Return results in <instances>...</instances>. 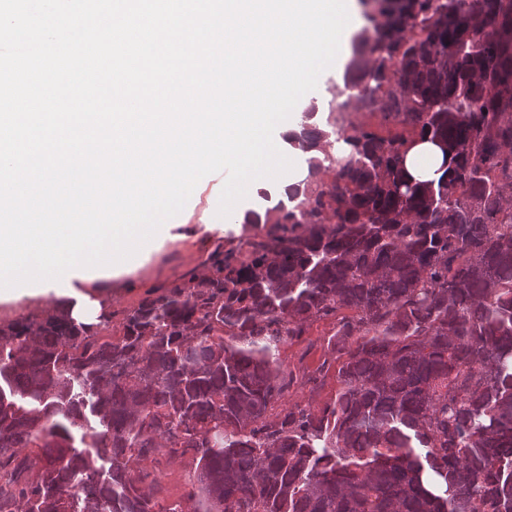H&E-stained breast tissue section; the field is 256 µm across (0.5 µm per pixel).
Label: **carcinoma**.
Returning a JSON list of instances; mask_svg holds the SVG:
<instances>
[{"instance_id":"carcinoma-1","label":"carcinoma","mask_w":512,"mask_h":512,"mask_svg":"<svg viewBox=\"0 0 512 512\" xmlns=\"http://www.w3.org/2000/svg\"><path fill=\"white\" fill-rule=\"evenodd\" d=\"M364 2L291 136L337 152L210 273L118 334L104 309L0 324V512H512V0ZM417 138L450 161L436 180L406 168ZM320 321L326 357L297 373L280 349ZM334 365V399L288 402ZM186 455L163 505L138 465ZM353 3H355L358 14L361 19L360 27L357 30H355L353 33H351L347 36L343 54H342V58H341L339 65L336 67V62H335L331 68L325 70L321 80L319 81V83L317 85V88L315 90L305 94L301 98V100L299 101V105H297L295 107L293 112H302L303 108L306 106V104L309 102V100L312 97H317V98L328 97L329 94L327 93V87L331 84V82L342 83V76H343L346 64L348 63V61L351 57L352 39L355 35L364 31V29L368 25V20L366 18V8L364 6L363 1L356 0Z\"/></svg>"}]
</instances>
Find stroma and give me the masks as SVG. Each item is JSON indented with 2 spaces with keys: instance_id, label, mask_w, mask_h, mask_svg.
<instances>
[{
  "instance_id": "1",
  "label": "stroma",
  "mask_w": 512,
  "mask_h": 512,
  "mask_svg": "<svg viewBox=\"0 0 512 512\" xmlns=\"http://www.w3.org/2000/svg\"><path fill=\"white\" fill-rule=\"evenodd\" d=\"M224 183L211 177L196 199L188 205V222L176 230L175 239L164 245L130 274L113 279L112 289L105 301L112 313L110 332H117L126 309L135 306L149 293H162L174 283L188 281L191 275L204 271L203 262L216 249L237 246L246 239L250 227L246 224L216 229L217 210ZM332 326L320 322L310 329L307 336L285 346L281 358L289 367L305 366L316 369L322 360L325 337Z\"/></svg>"
}]
</instances>
